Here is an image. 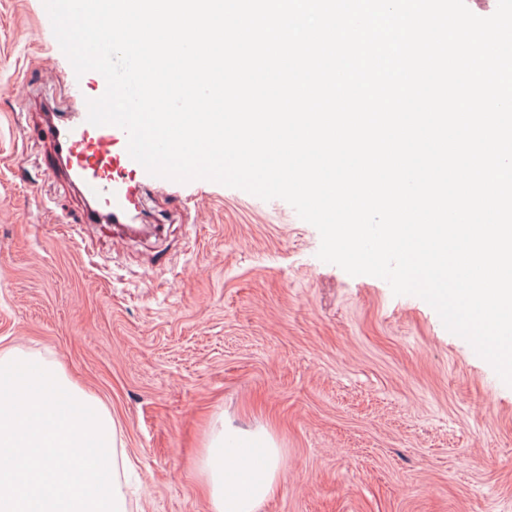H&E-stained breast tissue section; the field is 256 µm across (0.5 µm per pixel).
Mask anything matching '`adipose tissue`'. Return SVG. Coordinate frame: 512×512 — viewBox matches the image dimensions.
I'll list each match as a JSON object with an SVG mask.
<instances>
[{"label":"adipose tissue","mask_w":512,"mask_h":512,"mask_svg":"<svg viewBox=\"0 0 512 512\" xmlns=\"http://www.w3.org/2000/svg\"><path fill=\"white\" fill-rule=\"evenodd\" d=\"M279 461L268 433L212 432L200 457L210 512H260L279 480Z\"/></svg>","instance_id":"obj_1"}]
</instances>
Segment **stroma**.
Wrapping results in <instances>:
<instances>
[{
  "mask_svg": "<svg viewBox=\"0 0 512 512\" xmlns=\"http://www.w3.org/2000/svg\"><path fill=\"white\" fill-rule=\"evenodd\" d=\"M78 83L42 0H0V337L120 420L129 512H209L218 419L281 448L261 512H512V387L421 298L318 259L289 203L163 178L155 233L81 223L41 117Z\"/></svg>",
  "mask_w": 512,
  "mask_h": 512,
  "instance_id": "1",
  "label": "stroma"
}]
</instances>
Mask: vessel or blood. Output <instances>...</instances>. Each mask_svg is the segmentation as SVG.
<instances>
[{
    "label": "vessel or blood",
    "instance_id": "vessel-or-blood-1",
    "mask_svg": "<svg viewBox=\"0 0 512 512\" xmlns=\"http://www.w3.org/2000/svg\"><path fill=\"white\" fill-rule=\"evenodd\" d=\"M51 164L84 205L83 223L128 225L140 211L150 178L127 150V135L113 125L95 126L86 112L45 113Z\"/></svg>",
    "mask_w": 512,
    "mask_h": 512
}]
</instances>
